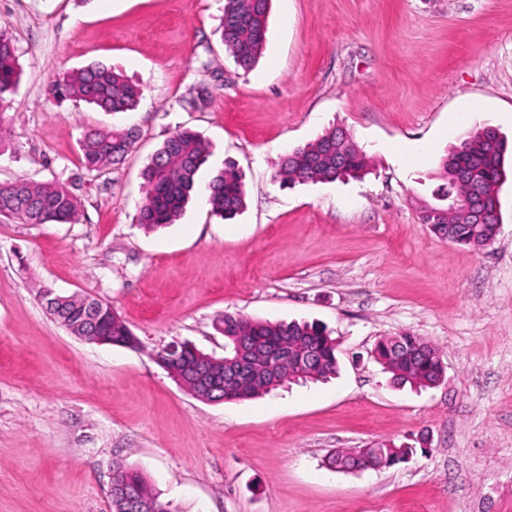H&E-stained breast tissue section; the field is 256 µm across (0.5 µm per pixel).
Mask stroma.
Returning <instances> with one entry per match:
<instances>
[{
  "instance_id": "35a3bbf8",
  "label": "stroma",
  "mask_w": 512,
  "mask_h": 512,
  "mask_svg": "<svg viewBox=\"0 0 512 512\" xmlns=\"http://www.w3.org/2000/svg\"><path fill=\"white\" fill-rule=\"evenodd\" d=\"M221 0H0L22 68L0 117V183L67 186L75 224L0 219V512H112L116 465L174 512H512V181L477 251L434 236L442 158L495 127L512 143V0H272L250 72L220 39ZM104 64L141 85L135 110L50 99ZM211 94L202 111L182 100ZM370 157L361 179L282 186L280 158L326 129ZM132 128L123 164L82 166L90 128ZM208 158L184 214L137 222L142 169L175 130ZM245 175L247 208L213 216L209 182ZM102 299L137 347L77 338L42 289ZM306 320L336 338L339 373L233 403L183 388L153 358L187 342L217 358L224 313ZM410 331L443 384L399 387L371 356ZM391 440L409 462L360 472L339 450Z\"/></svg>"
}]
</instances>
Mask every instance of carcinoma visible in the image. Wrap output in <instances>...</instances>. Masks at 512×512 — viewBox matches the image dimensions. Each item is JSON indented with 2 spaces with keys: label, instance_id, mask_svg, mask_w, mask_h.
<instances>
[{
  "label": "carcinoma",
  "instance_id": "carcinoma-1",
  "mask_svg": "<svg viewBox=\"0 0 512 512\" xmlns=\"http://www.w3.org/2000/svg\"><path fill=\"white\" fill-rule=\"evenodd\" d=\"M270 0H225L221 23V38L225 51L244 71L252 70L263 56L267 45V19ZM19 77L14 45L0 30V111L10 107ZM48 92L55 98H72L94 104L108 112L133 109L142 96L139 86L131 83L119 70L91 65L73 71L54 81ZM136 139L131 129L103 128L84 134L81 144L84 167L89 172H101L121 164ZM470 153L452 151L444 157L440 177L447 181L440 197L461 198L479 187L493 195L507 179L504 167L508 142L494 128L469 132ZM346 165L336 167V129L325 131L311 143L298 147L281 158L277 177L284 185L306 181H329L356 175L369 166L366 153L353 141L341 147ZM208 156L207 144L196 133L187 130L173 132L152 155L143 171L142 204L139 224L155 230L176 223L194 191L197 174ZM209 203L213 215L232 220L245 209L242 174L228 165L209 184ZM0 216L23 224H75L79 217L77 198L64 186L54 183L15 181L0 183ZM421 223L437 238L452 245L475 249L492 244L500 228L499 214L489 211L482 224L445 221L439 214L422 211ZM47 309L62 325L84 336H110L117 345L133 335L106 302L84 296H72L61 302L56 295L43 293ZM216 329L228 343L245 336L255 343L288 352L306 350L312 359L313 373L306 367H294L300 379L324 381L337 373L338 344L324 327L309 322H270L253 320L239 314L226 313L216 320ZM397 345L383 339L377 347L375 361L392 375L398 385L433 387L438 384V359L441 353L432 347L422 351L423 338L410 332L399 335ZM277 359L262 370L265 385L238 388L228 401L253 399L270 392L276 379ZM413 448L392 441H380L354 456L328 458L329 467L338 471L390 467L407 461ZM127 492L142 500L150 512H172L170 504L148 486L135 469L118 466Z\"/></svg>",
  "mask_w": 512,
  "mask_h": 512
}]
</instances>
